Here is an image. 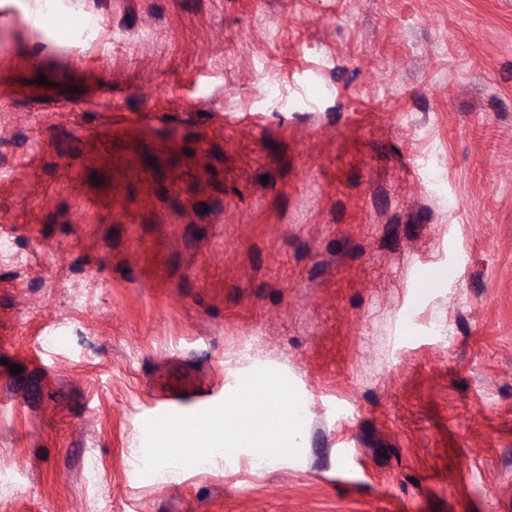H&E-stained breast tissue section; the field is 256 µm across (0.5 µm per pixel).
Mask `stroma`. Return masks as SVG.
<instances>
[{"label":"stroma","mask_w":512,"mask_h":512,"mask_svg":"<svg viewBox=\"0 0 512 512\" xmlns=\"http://www.w3.org/2000/svg\"><path fill=\"white\" fill-rule=\"evenodd\" d=\"M41 12L0 0V512H512V0ZM261 368L298 456L142 475L166 379Z\"/></svg>","instance_id":"1"}]
</instances>
